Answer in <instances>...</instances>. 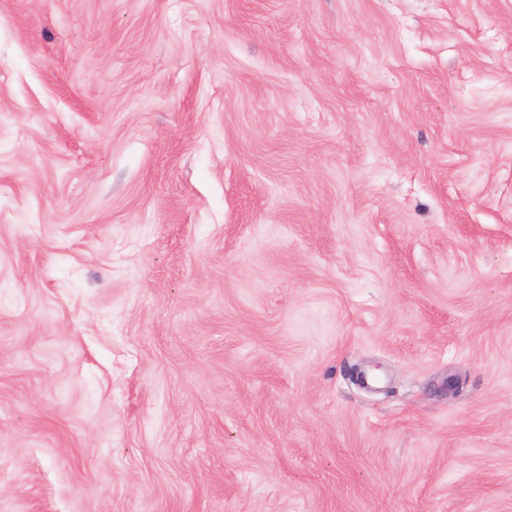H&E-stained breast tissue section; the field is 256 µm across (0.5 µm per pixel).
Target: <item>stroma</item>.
I'll return each instance as SVG.
<instances>
[{"label": "stroma", "instance_id": "stroma-1", "mask_svg": "<svg viewBox=\"0 0 512 512\" xmlns=\"http://www.w3.org/2000/svg\"><path fill=\"white\" fill-rule=\"evenodd\" d=\"M0 512H512V0H0Z\"/></svg>", "mask_w": 512, "mask_h": 512}]
</instances>
